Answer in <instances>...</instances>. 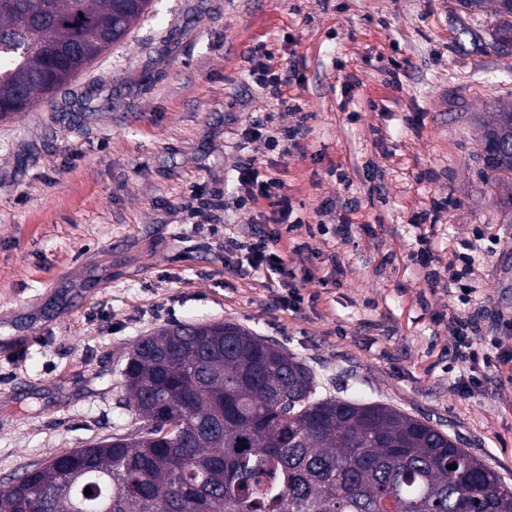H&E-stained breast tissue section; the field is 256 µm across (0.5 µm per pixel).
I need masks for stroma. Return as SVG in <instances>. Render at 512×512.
<instances>
[{"label": "stroma", "mask_w": 512, "mask_h": 512, "mask_svg": "<svg viewBox=\"0 0 512 512\" xmlns=\"http://www.w3.org/2000/svg\"><path fill=\"white\" fill-rule=\"evenodd\" d=\"M492 12L450 0H153L128 38L0 120V483L54 454L134 435L121 368L169 323L229 321L305 363L324 395L425 417L512 488V369L482 376L512 316V224L479 158L475 116L512 102V54ZM298 66L289 90L311 128L298 148L248 140L276 112L251 66ZM283 180L302 225L274 248L298 273V309L226 225L249 223L238 164ZM334 232H316L322 205ZM433 261L422 267L417 253ZM337 283L302 279L311 252ZM474 259L468 290L448 264ZM472 318L483 359L448 349Z\"/></svg>", "instance_id": "stroma-1"}]
</instances>
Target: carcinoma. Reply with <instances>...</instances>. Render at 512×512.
I'll return each mask as SVG.
<instances>
[{
	"mask_svg": "<svg viewBox=\"0 0 512 512\" xmlns=\"http://www.w3.org/2000/svg\"><path fill=\"white\" fill-rule=\"evenodd\" d=\"M151 4L0 0V117L77 76ZM494 12L498 45L512 8ZM477 131L494 147L484 161L511 172L512 106ZM121 377L136 435L24 470L0 484V512H512V491L448 434L386 404L320 396L303 362L240 325L164 326Z\"/></svg>",
	"mask_w": 512,
	"mask_h": 512,
	"instance_id": "1",
	"label": "carcinoma"
}]
</instances>
